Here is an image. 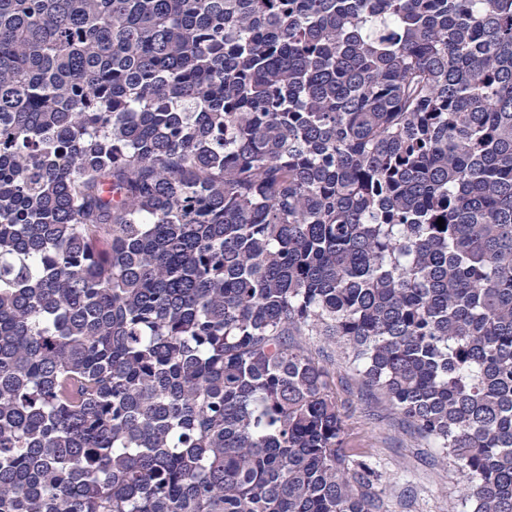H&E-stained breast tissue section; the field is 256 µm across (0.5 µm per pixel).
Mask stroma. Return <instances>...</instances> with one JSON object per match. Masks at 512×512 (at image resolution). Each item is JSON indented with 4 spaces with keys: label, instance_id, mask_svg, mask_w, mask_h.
Here are the masks:
<instances>
[{
    "label": "stroma",
    "instance_id": "35a3bbf8",
    "mask_svg": "<svg viewBox=\"0 0 512 512\" xmlns=\"http://www.w3.org/2000/svg\"><path fill=\"white\" fill-rule=\"evenodd\" d=\"M302 342L331 375L351 447L379 465L382 512H449L462 506L465 478L454 458L411 434L382 396L362 387L346 346L321 336Z\"/></svg>",
    "mask_w": 512,
    "mask_h": 512
}]
</instances>
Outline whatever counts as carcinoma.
Listing matches in <instances>:
<instances>
[{
  "label": "carcinoma",
  "mask_w": 512,
  "mask_h": 512,
  "mask_svg": "<svg viewBox=\"0 0 512 512\" xmlns=\"http://www.w3.org/2000/svg\"><path fill=\"white\" fill-rule=\"evenodd\" d=\"M299 336L512 512V0H0V512H381Z\"/></svg>",
  "instance_id": "cac0c4a2"
}]
</instances>
